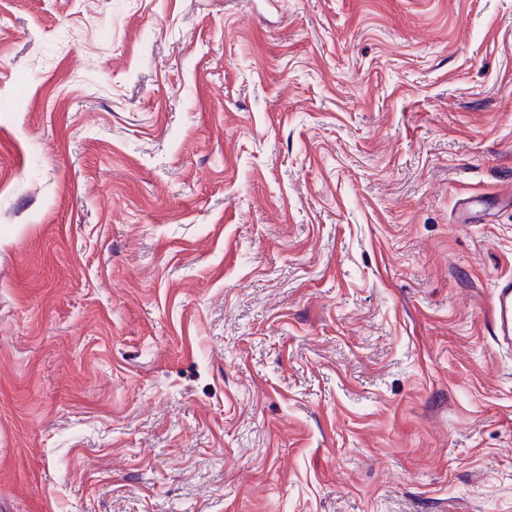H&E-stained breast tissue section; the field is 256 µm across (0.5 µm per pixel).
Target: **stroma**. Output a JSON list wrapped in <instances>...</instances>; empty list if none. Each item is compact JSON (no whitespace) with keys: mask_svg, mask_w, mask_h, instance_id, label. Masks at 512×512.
Returning <instances> with one entry per match:
<instances>
[{"mask_svg":"<svg viewBox=\"0 0 512 512\" xmlns=\"http://www.w3.org/2000/svg\"><path fill=\"white\" fill-rule=\"evenodd\" d=\"M512 0H0V512H512ZM488 314L494 341L512 351V276L502 277L494 285Z\"/></svg>","mask_w":512,"mask_h":512,"instance_id":"obj_1","label":"stroma"}]
</instances>
